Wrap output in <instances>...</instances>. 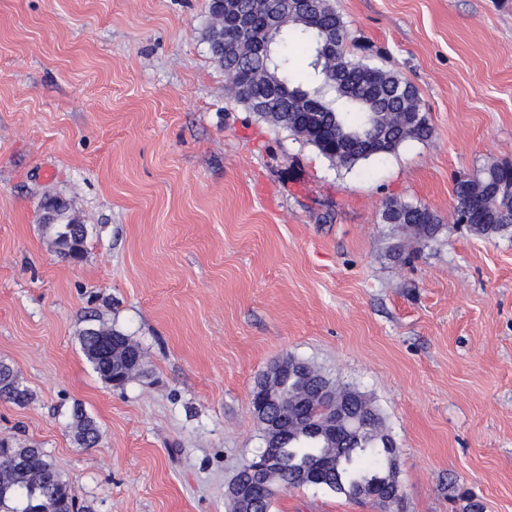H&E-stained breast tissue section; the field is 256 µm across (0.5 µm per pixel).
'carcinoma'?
<instances>
[{
    "mask_svg": "<svg viewBox=\"0 0 512 512\" xmlns=\"http://www.w3.org/2000/svg\"><path fill=\"white\" fill-rule=\"evenodd\" d=\"M249 19L246 28H224L222 0H209L203 39L213 63L224 70V90L259 119L290 132L315 147L338 168L395 152L409 140L432 135L419 91L398 73L354 59L345 51L347 24L333 0H310L301 12L295 0H233ZM453 223L462 214L470 230L483 237L512 233V164L491 163L454 186ZM38 223L57 253L79 258L84 253L86 227L72 200L58 195L43 198ZM382 222L408 232L415 243L428 247L441 241L447 225L421 204L397 199L384 202ZM81 348L95 371L112 381L116 370L127 380L142 365V349L112 329L91 326L80 332ZM0 399L22 406L30 399L13 368L0 362ZM336 403L346 410L347 423L336 447L325 440H308L303 427L293 424L294 436L281 448L288 472L282 487L295 488L291 472L320 470L324 457H333L336 472L326 488L350 499L360 488L377 494L382 503L391 488L386 447H397L384 419L360 390L336 385ZM72 432L86 447L98 430L82 410L73 411ZM0 512H78L68 480L49 455L29 445L16 448L0 440Z\"/></svg>",
    "mask_w": 512,
    "mask_h": 512,
    "instance_id": "1",
    "label": "carcinoma"
}]
</instances>
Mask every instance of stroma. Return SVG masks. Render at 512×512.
<instances>
[{
	"instance_id": "obj_1",
	"label": "stroma",
	"mask_w": 512,
	"mask_h": 512,
	"mask_svg": "<svg viewBox=\"0 0 512 512\" xmlns=\"http://www.w3.org/2000/svg\"><path fill=\"white\" fill-rule=\"evenodd\" d=\"M335 4L433 127L349 172L225 97L208 0H0V361L33 394L0 400V437L86 512H228L262 448L252 388L288 355L371 396L402 499L306 486L271 512H512V236L451 227L403 263L381 221L398 198L449 223L458 176L512 161V0ZM47 195L86 224L80 260L38 224ZM92 321L147 354L124 386L82 351ZM72 432L75 440L86 447L94 445L98 438L96 424L78 408L73 411Z\"/></svg>"
}]
</instances>
